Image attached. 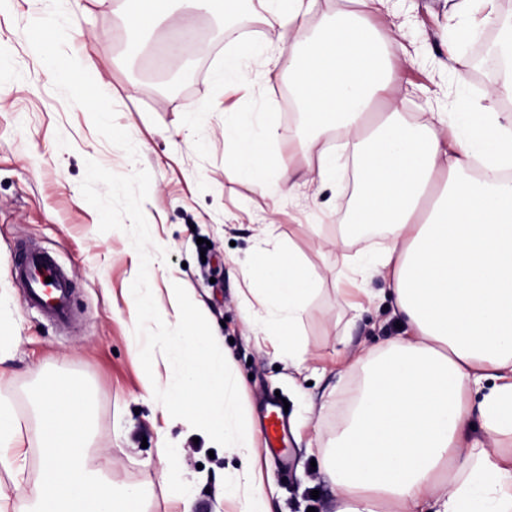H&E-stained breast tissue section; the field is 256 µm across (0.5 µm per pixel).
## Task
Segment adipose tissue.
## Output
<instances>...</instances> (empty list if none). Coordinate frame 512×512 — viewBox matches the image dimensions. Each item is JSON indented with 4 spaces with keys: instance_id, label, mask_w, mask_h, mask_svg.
<instances>
[{
    "instance_id": "ef3b65f1",
    "label": "adipose tissue",
    "mask_w": 512,
    "mask_h": 512,
    "mask_svg": "<svg viewBox=\"0 0 512 512\" xmlns=\"http://www.w3.org/2000/svg\"><path fill=\"white\" fill-rule=\"evenodd\" d=\"M278 10L264 34L266 81L288 75L299 121L288 132L228 118L230 170L261 192L295 197L296 171L264 152L288 140L331 135L349 147L354 202L332 242L346 268L336 295H367L383 269L404 331L348 360L364 384L325 453L321 470L335 512H512V114L489 111L460 127L458 115L399 112L393 57L370 20L374 0H352L307 32L315 0H261ZM373 226L380 242L358 248ZM261 269L267 329L295 370L306 348L299 328L321 278L295 248L275 244ZM184 354L186 388L171 399L219 434L236 455L230 497L241 512H269L256 469L258 442L239 396L231 351L215 352L206 317L169 291ZM43 483L26 487V441L12 402L0 395V468L13 478L15 512H143L141 497L114 492L85 462L88 421L82 385L49 378L38 397ZM480 434H473L472 423Z\"/></svg>"
}]
</instances>
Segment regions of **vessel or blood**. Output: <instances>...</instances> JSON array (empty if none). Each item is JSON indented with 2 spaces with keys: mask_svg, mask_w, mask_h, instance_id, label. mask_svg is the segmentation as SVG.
<instances>
[{
  "mask_svg": "<svg viewBox=\"0 0 512 512\" xmlns=\"http://www.w3.org/2000/svg\"><path fill=\"white\" fill-rule=\"evenodd\" d=\"M15 273L27 288V302L42 307L53 319L69 315L70 281L57 261L41 249L17 247Z\"/></svg>",
  "mask_w": 512,
  "mask_h": 512,
  "instance_id": "b4317fda",
  "label": "vessel or blood"
}]
</instances>
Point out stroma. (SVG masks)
<instances>
[{
	"label": "stroma",
	"mask_w": 512,
	"mask_h": 512,
	"mask_svg": "<svg viewBox=\"0 0 512 512\" xmlns=\"http://www.w3.org/2000/svg\"><path fill=\"white\" fill-rule=\"evenodd\" d=\"M456 0H379L375 21L384 34L401 25L394 60L408 94L407 116L428 108L476 113L486 88L501 73L482 68V48L496 44L495 30L481 26L467 43L458 28L472 25L454 11ZM79 30L50 40L48 54L33 42L43 12H65L67 0H9L0 7V345L11 352L0 368V394L10 396L27 435L24 478L42 480L44 460L31 438L37 426L32 401L49 376L80 382L92 410L88 462L104 468L115 491L145 492V512H175L159 441L178 447L176 466L196 501L195 512H238L224 494L238 459L202 424L183 417L169 424L164 392L147 394L145 362L136 346L164 355V384L181 379V358L165 344L173 318L168 289L190 292L230 347L235 372L262 448L260 466L271 512H334L335 495L313 461L336 434L358 376L341 373L340 340L349 350L376 348L399 333L386 282L374 277L376 295L360 316L341 307L335 271L325 268L326 244L347 208L349 184L300 187L293 201L275 202L229 171L224 113L262 118L280 128L295 125L287 81L266 82L262 35L274 18L248 12L232 26L198 14L140 44L122 18V0H83ZM473 26V25H472ZM191 41L196 53L184 80H174L170 48ZM243 49L251 71L249 90L225 93L224 56ZM91 60L69 74L67 60ZM464 73L467 82L455 81ZM106 89L111 118L91 109ZM314 230H307V223ZM273 224L280 241L294 240L322 280L303 325L307 368L293 374L285 358L258 342L249 311L261 305L251 281L237 272L256 260L261 230ZM211 243L201 249L200 240ZM30 240L55 254L67 270L76 321L64 330L29 307L15 277L16 246ZM154 298V313L136 322L130 288ZM281 395L292 430L270 444L262 408Z\"/></svg>",
	"instance_id": "stroma-1"
}]
</instances>
